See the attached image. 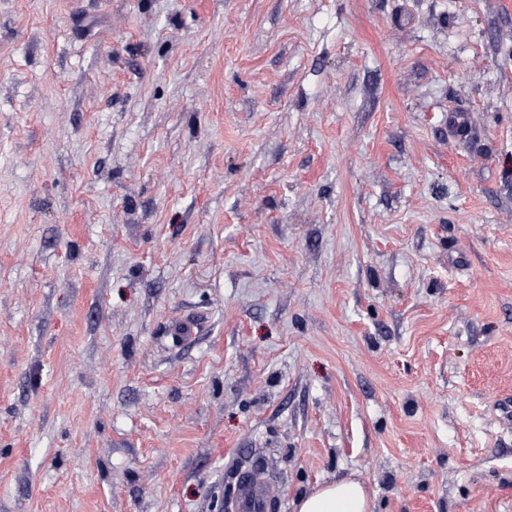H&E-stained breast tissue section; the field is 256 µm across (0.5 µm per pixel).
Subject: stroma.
Returning a JSON list of instances; mask_svg holds the SVG:
<instances>
[{"label": "stroma", "instance_id": "35a3bbf8", "mask_svg": "<svg viewBox=\"0 0 512 512\" xmlns=\"http://www.w3.org/2000/svg\"><path fill=\"white\" fill-rule=\"evenodd\" d=\"M509 401L512 0H0V512H512ZM237 488L232 499L234 512H266L275 497L269 482L256 472L238 474ZM295 512H371L365 482L356 476L337 478L298 497Z\"/></svg>", "mask_w": 512, "mask_h": 512}]
</instances>
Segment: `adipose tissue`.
I'll list each match as a JSON object with an SVG mask.
<instances>
[{
  "label": "adipose tissue",
  "mask_w": 512,
  "mask_h": 512,
  "mask_svg": "<svg viewBox=\"0 0 512 512\" xmlns=\"http://www.w3.org/2000/svg\"><path fill=\"white\" fill-rule=\"evenodd\" d=\"M295 512H371V500L364 481L346 476L298 497Z\"/></svg>",
  "instance_id": "1"
}]
</instances>
